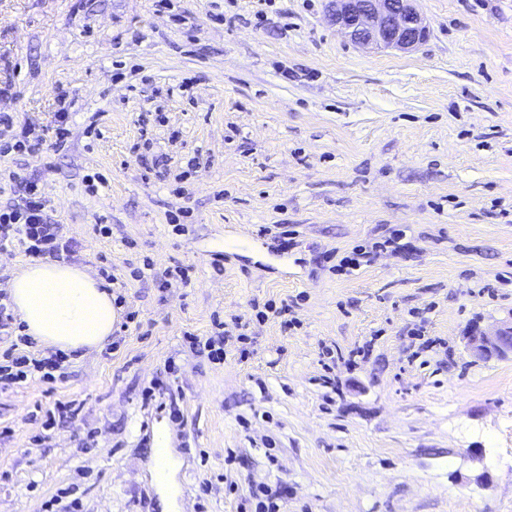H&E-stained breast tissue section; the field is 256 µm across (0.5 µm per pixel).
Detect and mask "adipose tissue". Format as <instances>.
Here are the masks:
<instances>
[{
  "label": "adipose tissue",
  "instance_id": "obj_1",
  "mask_svg": "<svg viewBox=\"0 0 512 512\" xmlns=\"http://www.w3.org/2000/svg\"><path fill=\"white\" fill-rule=\"evenodd\" d=\"M8 295L22 334L64 352L98 348L118 318L111 291L66 263L26 265L10 280Z\"/></svg>",
  "mask_w": 512,
  "mask_h": 512
}]
</instances>
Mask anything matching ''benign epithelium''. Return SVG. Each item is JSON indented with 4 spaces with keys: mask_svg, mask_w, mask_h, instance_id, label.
I'll return each instance as SVG.
<instances>
[{
    "mask_svg": "<svg viewBox=\"0 0 512 512\" xmlns=\"http://www.w3.org/2000/svg\"><path fill=\"white\" fill-rule=\"evenodd\" d=\"M415 0H330L328 20L365 49L411 50L428 36L424 16ZM475 355L490 358L512 351V325L471 336Z\"/></svg>",
    "mask_w": 512,
    "mask_h": 512,
    "instance_id": "obj_1",
    "label": "benign epithelium"
}]
</instances>
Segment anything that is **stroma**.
<instances>
[{"label":"stroma","mask_w":512,"mask_h":512,"mask_svg":"<svg viewBox=\"0 0 512 512\" xmlns=\"http://www.w3.org/2000/svg\"><path fill=\"white\" fill-rule=\"evenodd\" d=\"M327 6L0 0V113L43 136L0 171L39 180L69 264L136 315L66 381L0 390V512H255L261 484L279 512H512V355L467 345L512 321V0H417L409 51ZM218 320L248 337L220 364L186 339ZM156 376L180 386L161 408ZM58 401L78 414L44 429Z\"/></svg>","instance_id":"1"}]
</instances>
